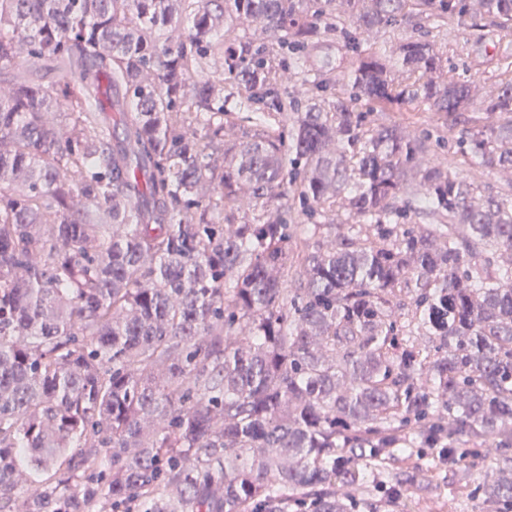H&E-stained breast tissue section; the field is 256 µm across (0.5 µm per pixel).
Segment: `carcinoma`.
I'll list each match as a JSON object with an SVG mask.
<instances>
[{"mask_svg":"<svg viewBox=\"0 0 512 512\" xmlns=\"http://www.w3.org/2000/svg\"><path fill=\"white\" fill-rule=\"evenodd\" d=\"M420 440L512 507V0H0V512H351ZM433 113L434 112H386L385 115L379 116V119L386 122H393L395 120L402 121L407 125L410 123L412 129L414 128L432 135L433 141L435 139H444L445 148H443V144L440 140L441 148H438V151L446 152L448 151V130L441 125V122L437 120V117Z\"/></svg>","mask_w":512,"mask_h":512,"instance_id":"1","label":"carcinoma"}]
</instances>
